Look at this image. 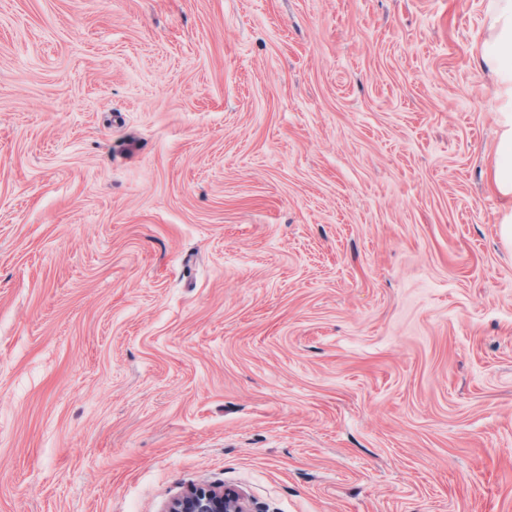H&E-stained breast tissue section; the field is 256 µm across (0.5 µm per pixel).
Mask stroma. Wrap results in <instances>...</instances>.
Segmentation results:
<instances>
[{"instance_id": "35a3bbf8", "label": "stroma", "mask_w": 512, "mask_h": 512, "mask_svg": "<svg viewBox=\"0 0 512 512\" xmlns=\"http://www.w3.org/2000/svg\"><path fill=\"white\" fill-rule=\"evenodd\" d=\"M486 0H0V512H512ZM165 512H252L246 495L232 488L192 487L173 499Z\"/></svg>"}]
</instances>
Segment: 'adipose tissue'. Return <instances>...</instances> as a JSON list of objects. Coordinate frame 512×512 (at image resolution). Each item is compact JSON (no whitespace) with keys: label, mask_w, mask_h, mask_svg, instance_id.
Segmentation results:
<instances>
[{"label":"adipose tissue","mask_w":512,"mask_h":512,"mask_svg":"<svg viewBox=\"0 0 512 512\" xmlns=\"http://www.w3.org/2000/svg\"><path fill=\"white\" fill-rule=\"evenodd\" d=\"M486 20L490 36L478 46L477 61L493 80L500 127L488 180L502 201L500 235L512 245V0H488Z\"/></svg>","instance_id":"1"}]
</instances>
